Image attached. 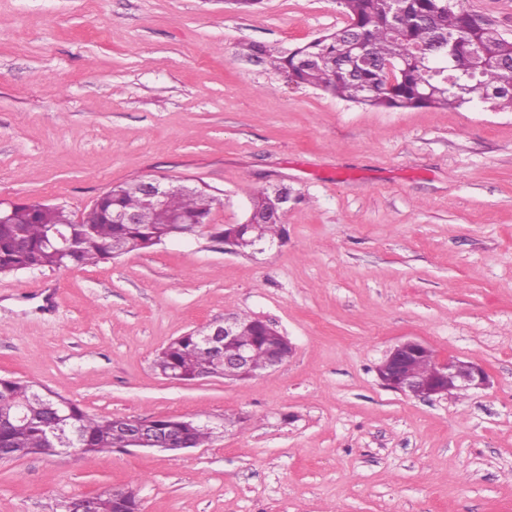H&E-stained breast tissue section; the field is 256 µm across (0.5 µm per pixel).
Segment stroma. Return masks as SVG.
Listing matches in <instances>:
<instances>
[{
  "instance_id": "obj_1",
  "label": "stroma",
  "mask_w": 512,
  "mask_h": 512,
  "mask_svg": "<svg viewBox=\"0 0 512 512\" xmlns=\"http://www.w3.org/2000/svg\"><path fill=\"white\" fill-rule=\"evenodd\" d=\"M336 0H0V200L80 215L134 179L205 187L213 227L84 268L0 274V377L100 416L214 426L177 453L0 461V512L130 489L139 512H512V109H385L268 60L343 26ZM293 195L283 241L225 251L253 191ZM288 361L162 377L157 353L225 315ZM483 365L433 400L383 387L397 341Z\"/></svg>"
}]
</instances>
